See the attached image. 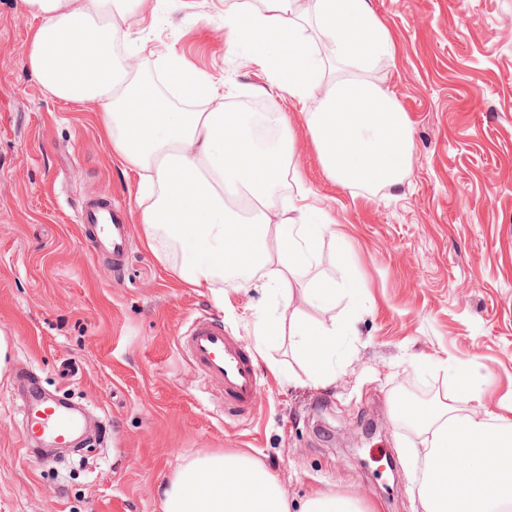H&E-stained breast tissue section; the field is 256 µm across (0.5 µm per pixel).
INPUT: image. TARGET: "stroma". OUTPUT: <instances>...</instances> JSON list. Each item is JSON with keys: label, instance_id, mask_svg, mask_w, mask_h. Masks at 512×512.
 <instances>
[{"label": "stroma", "instance_id": "1", "mask_svg": "<svg viewBox=\"0 0 512 512\" xmlns=\"http://www.w3.org/2000/svg\"><path fill=\"white\" fill-rule=\"evenodd\" d=\"M395 38L373 77L401 103L413 152L402 185L340 186L323 169L305 108L275 86L265 57L225 40L245 0H158L133 13L141 73L166 105H186L161 66L176 54L235 111L276 105L292 143L289 176L329 225L318 260L297 276L289 310L350 329L323 385L289 344L256 355L263 396L249 420H222L198 390L176 338L194 313L222 318L246 348L260 317L281 309L261 275L216 302L183 287L132 231L123 270L79 242L76 213L115 194L138 210V175L100 131L99 113L53 97L26 67L35 19L0 0V326L51 391L90 405L83 458L29 459L11 374L0 375V512H161L158 489L184 457L241 449L299 502L356 493L362 512H422L419 427L397 417L408 383L451 391L454 367L478 365L485 410L512 406V0H369ZM352 284L323 311L305 290ZM82 368L66 384L56 369Z\"/></svg>", "mask_w": 512, "mask_h": 512}]
</instances>
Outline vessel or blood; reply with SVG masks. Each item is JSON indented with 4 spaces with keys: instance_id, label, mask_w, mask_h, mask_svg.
<instances>
[{
    "instance_id": "obj_1",
    "label": "vessel or blood",
    "mask_w": 512,
    "mask_h": 512,
    "mask_svg": "<svg viewBox=\"0 0 512 512\" xmlns=\"http://www.w3.org/2000/svg\"><path fill=\"white\" fill-rule=\"evenodd\" d=\"M77 223L81 241L94 259L122 268L128 251L126 207L115 196L83 203ZM178 350L194 371L198 386L218 392L219 416L233 419L252 415L261 395V379L251 353L226 333L221 320L207 313L192 315L177 338ZM16 383L23 390L17 402L18 423L28 455L38 456L44 445L79 448L89 440L82 415L84 406L61 393H48L32 370L19 369Z\"/></svg>"
}]
</instances>
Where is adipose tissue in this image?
<instances>
[{"label":"adipose tissue","instance_id":"obj_1","mask_svg":"<svg viewBox=\"0 0 512 512\" xmlns=\"http://www.w3.org/2000/svg\"><path fill=\"white\" fill-rule=\"evenodd\" d=\"M38 18L27 67L52 96L102 104L103 132L113 153L139 177L138 221L147 249L192 288L224 299V275L236 286L248 271L291 305L297 273L313 263L325 224L309 207L281 206L276 189L291 163L284 116L264 118L279 134L275 149L259 147L252 122L223 104L159 109L136 96L127 67L136 45L128 29L134 9L153 0H19ZM312 16L336 59L335 80L303 44L301 22ZM228 36L265 54L279 91L302 102L325 171L345 186L399 185L412 155L408 116L372 78L375 59L395 47L391 29L368 0H257L229 17ZM288 336L308 377H331L340 341L335 322L261 320L257 352ZM476 368L454 374L450 401L432 406L427 431L431 463L423 475V512H500L512 500V417L483 409ZM162 512H294L277 478L248 453L214 448L179 464L160 487Z\"/></svg>","mask_w":512,"mask_h":512}]
</instances>
